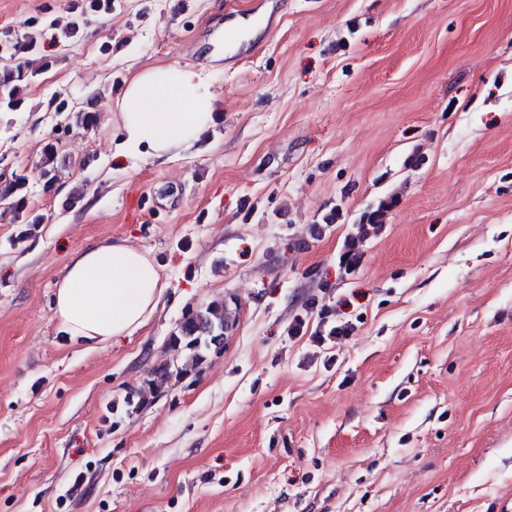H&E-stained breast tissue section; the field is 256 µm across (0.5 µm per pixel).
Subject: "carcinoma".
Returning a JSON list of instances; mask_svg holds the SVG:
<instances>
[{"mask_svg": "<svg viewBox=\"0 0 512 512\" xmlns=\"http://www.w3.org/2000/svg\"><path fill=\"white\" fill-rule=\"evenodd\" d=\"M113 0H82L79 15L74 17L64 28L60 36L66 39L77 36L81 28L89 22L90 17L112 12ZM32 32L24 39L0 36V59L9 63L0 68V109L17 111L21 108L24 87L29 85L38 73L29 68L24 57L41 52L44 37L55 34L57 24L54 19L44 15L31 20ZM48 108L62 115L65 128L72 126L87 128L95 121V112L84 107L76 108L64 98L55 97L50 100ZM56 145L49 141L43 147L39 175L43 181V190L50 193L56 183L61 180L60 169L56 164ZM8 203L12 208V220L23 224H42L44 215L35 213L29 208L28 178L14 173L8 179L0 178V203ZM305 313L314 311L325 325H330L331 311L319 304L318 299L311 298L304 308ZM236 321V310L224 300L212 301L204 307L192 309L185 313L178 324L176 332L170 337L173 349L190 351L191 365L204 360L207 352L224 345L222 337L232 328ZM330 330L336 326L330 325Z\"/></svg>", "mask_w": 512, "mask_h": 512, "instance_id": "1", "label": "carcinoma"}]
</instances>
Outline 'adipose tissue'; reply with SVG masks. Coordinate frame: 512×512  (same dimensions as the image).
<instances>
[{
    "label": "adipose tissue",
    "instance_id": "obj_1",
    "mask_svg": "<svg viewBox=\"0 0 512 512\" xmlns=\"http://www.w3.org/2000/svg\"><path fill=\"white\" fill-rule=\"evenodd\" d=\"M119 109L118 154L161 159L192 148L213 122L218 99L196 67H153L126 86ZM163 289L145 250L91 244L56 282L53 309L68 336L102 344L140 329Z\"/></svg>",
    "mask_w": 512,
    "mask_h": 512
}]
</instances>
